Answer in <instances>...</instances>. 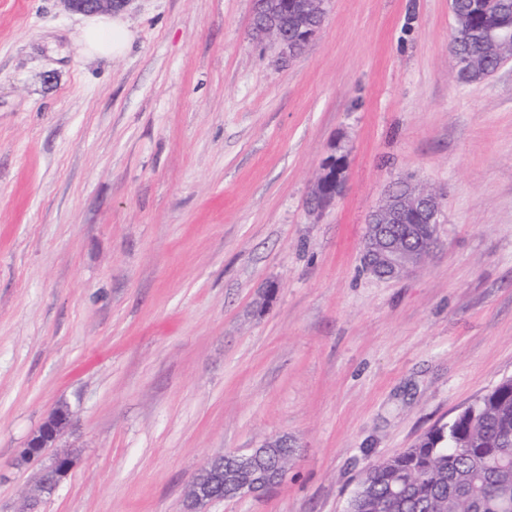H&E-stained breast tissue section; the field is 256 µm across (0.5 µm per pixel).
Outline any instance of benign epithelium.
<instances>
[{
  "instance_id": "7a95c632",
  "label": "benign epithelium",
  "mask_w": 512,
  "mask_h": 512,
  "mask_svg": "<svg viewBox=\"0 0 512 512\" xmlns=\"http://www.w3.org/2000/svg\"><path fill=\"white\" fill-rule=\"evenodd\" d=\"M129 0H64L68 9L93 15L101 12H116ZM327 0H255V10H263V18L253 20L251 37L269 39L282 54L294 57L298 54V43L288 39L285 29L288 20L313 16L326 12ZM343 156L336 154V145L322 159L319 175L312 187L310 204L314 210H322L336 201L345 182ZM442 205L440 197L429 190L418 188L408 182L402 191L391 188L383 204L372 214L363 240V266L370 274L396 279L416 269L437 247V233H432L428 245L419 255L412 256L403 251L398 241L383 231L384 224H405L407 233L414 235L417 227L438 228ZM70 422V411L66 407L56 409L29 440L24 456L34 460L44 457L45 451L55 444ZM254 453L229 452L212 457L215 465L208 470L211 480L203 482L194 477L186 494V512H205L206 508L224 497H259L272 490L285 477L278 467H270L258 474L253 468ZM73 467L72 458L66 453H55L47 466L51 479H41L39 493L52 494Z\"/></svg>"
}]
</instances>
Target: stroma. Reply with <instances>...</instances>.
<instances>
[{
	"instance_id": "35a3bbf8",
	"label": "stroma",
	"mask_w": 512,
	"mask_h": 512,
	"mask_svg": "<svg viewBox=\"0 0 512 512\" xmlns=\"http://www.w3.org/2000/svg\"><path fill=\"white\" fill-rule=\"evenodd\" d=\"M253 12L130 0L106 59L63 0H0V512H27L19 454L61 405L74 466L36 512H184L212 456L280 436L284 481L209 512H345L512 377V62L458 81L450 0H329L287 61ZM409 178L443 246L381 280L362 236ZM343 156L336 154V143L322 159L319 175L312 187L310 204L315 211L322 210L336 201L345 182Z\"/></svg>"
}]
</instances>
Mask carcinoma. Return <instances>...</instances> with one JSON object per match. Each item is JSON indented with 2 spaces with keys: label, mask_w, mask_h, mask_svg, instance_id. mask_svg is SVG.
<instances>
[{
  "label": "carcinoma",
  "mask_w": 512,
  "mask_h": 512,
  "mask_svg": "<svg viewBox=\"0 0 512 512\" xmlns=\"http://www.w3.org/2000/svg\"><path fill=\"white\" fill-rule=\"evenodd\" d=\"M450 52L457 79L476 83L497 67L489 30L512 27V0H452ZM307 31L288 28L303 48ZM350 512H512V377L504 379L410 448L378 462L349 502Z\"/></svg>",
  "instance_id": "1"
}]
</instances>
